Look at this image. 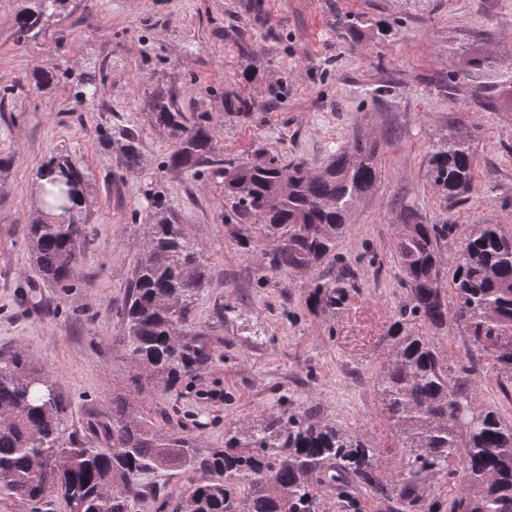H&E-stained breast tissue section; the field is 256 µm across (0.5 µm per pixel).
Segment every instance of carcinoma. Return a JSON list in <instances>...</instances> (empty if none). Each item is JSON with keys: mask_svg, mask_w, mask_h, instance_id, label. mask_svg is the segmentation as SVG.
I'll return each mask as SVG.
<instances>
[{"mask_svg": "<svg viewBox=\"0 0 512 512\" xmlns=\"http://www.w3.org/2000/svg\"><path fill=\"white\" fill-rule=\"evenodd\" d=\"M18 15L21 32L44 24L62 0H31ZM463 81L492 75L491 61L472 55ZM80 101L95 99V76L78 77ZM157 125L176 140L168 165L215 167L224 177V197L242 222H254L274 238L264 252L275 272L310 269L332 258L342 273L310 286L307 305L336 314L347 305L351 280L334 254L336 236L357 200L378 176V142L355 133L324 164L309 167L261 152L252 161L224 160L203 112L194 122L163 97L153 112ZM472 134L464 123L448 126L433 146L431 183L448 203H464L474 190ZM126 168L138 170L133 136L120 145ZM52 189L37 185L50 219L29 228L28 248L39 274L62 286L81 259L85 222L75 207L87 175L62 155L47 157L36 172ZM61 215H55V212ZM146 252L122 310L125 334L117 340L129 368L109 408L92 412L70 429L69 400L45 367L20 347L0 350V496L40 512L47 494L65 512H136L134 495L154 474L187 475L176 493L160 498L163 512H320L319 488L336 487L342 506L363 488L388 512H512V420L474 402L470 373L451 370L434 340L416 329L453 321L469 336V353L487 355L498 385L512 383V230L486 217L460 235L451 275L456 293L448 305L441 244L456 225L430 224L412 208L400 214L397 250L410 301L389 328L390 349L377 383V397L401 438L403 468L386 479L379 449L360 432L312 408L283 402L257 425L232 426L224 447L210 448L138 410L136 400L167 390L194 364L208 358L206 346L183 342L184 326L207 270L183 225L160 198L151 199ZM457 456L461 469L448 473L456 494L448 509L428 493L430 478Z\"/></svg>", "mask_w": 512, "mask_h": 512, "instance_id": "carcinoma-1", "label": "carcinoma"}]
</instances>
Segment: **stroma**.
I'll return each mask as SVG.
<instances>
[{"label":"stroma","instance_id":"1","mask_svg":"<svg viewBox=\"0 0 512 512\" xmlns=\"http://www.w3.org/2000/svg\"><path fill=\"white\" fill-rule=\"evenodd\" d=\"M22 5L0 0V348L23 347L46 366L73 427L106 410L127 375L114 339L158 194L207 268L184 334L210 357L143 401L144 412L220 448L235 422L259 423L289 399L359 430L380 448L383 471L398 473V435L376 394L388 342L353 359L337 347L345 314L305 305L312 279L335 265L269 270L272 240L232 217L221 177L168 166L175 143L154 123L153 102L164 95L185 114L209 113L236 161L264 150L315 167L356 130L375 137L377 181L336 251L355 272L351 303L394 313L409 301L396 246L403 209L512 228V98L487 108L478 82H452L473 50L495 59V82L512 78V0H67L34 37L19 31ZM91 72L97 97L86 105L77 78ZM228 95L254 110L226 112ZM456 119L476 128V184L452 209L428 159ZM127 130L141 159L132 175L119 151ZM56 153L91 174L82 258L66 288L38 275L26 241L43 217L36 170ZM420 330L452 369L468 365L457 326Z\"/></svg>","mask_w":512,"mask_h":512}]
</instances>
